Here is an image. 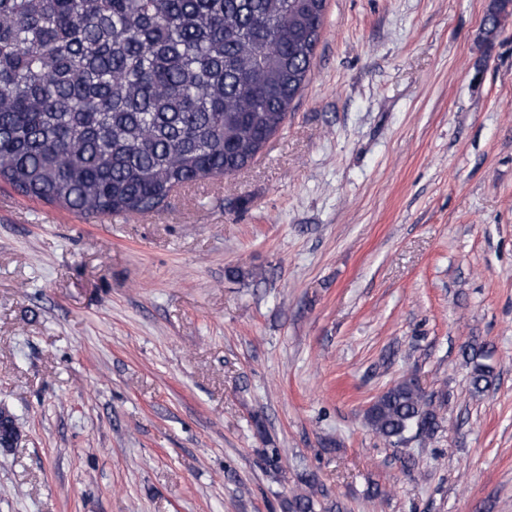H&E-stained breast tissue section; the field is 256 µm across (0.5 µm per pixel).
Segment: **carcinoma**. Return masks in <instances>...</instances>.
Listing matches in <instances>:
<instances>
[{
    "label": "carcinoma",
    "mask_w": 512,
    "mask_h": 512,
    "mask_svg": "<svg viewBox=\"0 0 512 512\" xmlns=\"http://www.w3.org/2000/svg\"><path fill=\"white\" fill-rule=\"evenodd\" d=\"M327 0H0V180L88 215L141 214L178 186L235 172L309 81ZM512 16L491 0L485 33ZM470 387L494 375L466 354ZM398 446L440 428L402 378L365 412ZM284 512H315L311 474Z\"/></svg>",
    "instance_id": "1"
}]
</instances>
